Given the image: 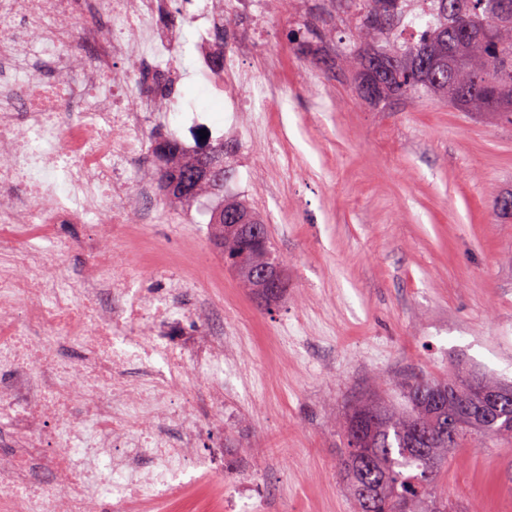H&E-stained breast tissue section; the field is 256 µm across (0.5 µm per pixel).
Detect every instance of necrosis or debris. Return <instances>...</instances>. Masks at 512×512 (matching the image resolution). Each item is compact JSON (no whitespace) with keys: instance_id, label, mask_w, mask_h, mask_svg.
<instances>
[{"instance_id":"4bbe7bcc","label":"necrosis or debris","mask_w":512,"mask_h":512,"mask_svg":"<svg viewBox=\"0 0 512 512\" xmlns=\"http://www.w3.org/2000/svg\"><path fill=\"white\" fill-rule=\"evenodd\" d=\"M174 0H0V512H147L174 503L181 475L194 466L200 428L183 392L203 382L224 400V375L236 363L223 337L183 327L190 309L170 281L164 294L133 287L116 270L111 246L93 249L80 278L47 269L68 251L60 224H164L154 183L134 160L142 130L170 84L129 93L120 61L170 54L182 30L164 27ZM239 0H210L193 11L201 65L224 57V92L233 112L249 103L239 88L253 72L224 55ZM74 82H66L69 74ZM143 335H130L133 326ZM79 337L85 357L63 355ZM139 376H131V369ZM178 434H171L170 425Z\"/></svg>"}]
</instances>
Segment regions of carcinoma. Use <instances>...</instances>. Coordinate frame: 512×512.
<instances>
[{"label":"carcinoma","instance_id":"carcinoma-1","mask_svg":"<svg viewBox=\"0 0 512 512\" xmlns=\"http://www.w3.org/2000/svg\"><path fill=\"white\" fill-rule=\"evenodd\" d=\"M361 6L359 50L345 56L356 70L364 100L420 92L430 93L463 112H491L512 122V0H427L426 26L417 39L391 41L405 19L406 0H347ZM155 174L163 180L168 163L191 167L201 153L185 156L174 138L155 142ZM203 196L232 204L256 224L262 223L250 204L224 199V182L206 178L181 204L190 206ZM219 207L211 213L212 234L222 241L224 260L245 268L257 261L277 259L272 245L257 256L237 258L238 246L224 228ZM404 403L395 407L373 395L353 407L339 422L346 450L340 470L354 512H464L440 485L448 460L462 448H480L495 438L512 443V406L482 427L461 417L453 435L443 431L448 408L435 395L452 389L458 402L474 409L475 389L512 394V383L460 371L446 378H420L403 383Z\"/></svg>","mask_w":512,"mask_h":512}]
</instances>
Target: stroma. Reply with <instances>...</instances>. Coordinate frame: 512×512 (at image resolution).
<instances>
[{"instance_id":"1","label":"stroma","mask_w":512,"mask_h":512,"mask_svg":"<svg viewBox=\"0 0 512 512\" xmlns=\"http://www.w3.org/2000/svg\"><path fill=\"white\" fill-rule=\"evenodd\" d=\"M347 9L311 0L310 22L289 6L264 19L242 56L257 75L241 91L256 96L254 112L224 111L197 68L194 25L179 11L165 18L185 33L162 60L184 74L175 106L211 102L229 129L224 191L267 224L288 280L275 305H257L225 265L207 232L208 200L166 224L58 227L73 247L49 257L50 272L78 277L88 240L103 239L118 271L146 290L184 277L183 304L237 343L243 376L222 416L197 404L206 417L197 454L223 451V479L185 478L174 512L227 495L239 512L257 498L265 512H353L336 421L369 397L372 380L392 402L404 379L452 368L512 382V217L495 207L512 193V124L423 93L363 101L342 65L356 36ZM305 24L333 36L305 48L291 38ZM271 52L282 63L268 71ZM444 481L470 512H512V445L459 451Z\"/></svg>"}]
</instances>
